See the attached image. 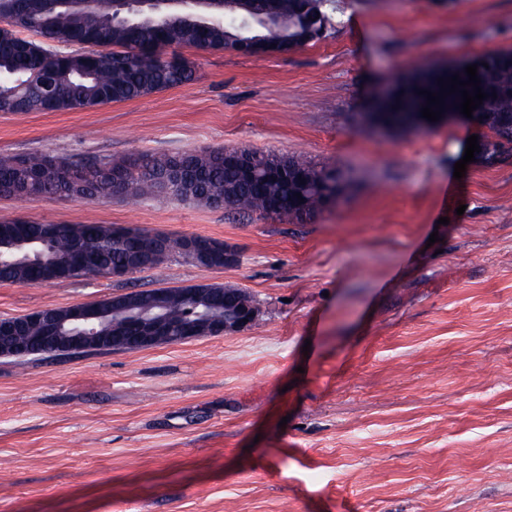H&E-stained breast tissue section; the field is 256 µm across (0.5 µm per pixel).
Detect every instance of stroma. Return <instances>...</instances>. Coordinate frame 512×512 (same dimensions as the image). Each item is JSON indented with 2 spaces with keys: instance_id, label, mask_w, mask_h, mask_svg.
Returning a JSON list of instances; mask_svg holds the SVG:
<instances>
[{
  "instance_id": "35a3bbf8",
  "label": "stroma",
  "mask_w": 512,
  "mask_h": 512,
  "mask_svg": "<svg viewBox=\"0 0 512 512\" xmlns=\"http://www.w3.org/2000/svg\"><path fill=\"white\" fill-rule=\"evenodd\" d=\"M322 9L325 37L284 54L185 47L196 73L183 86L0 112V153L238 148L348 182L303 221L172 198H0V221L198 235L238 252L221 269L173 258L123 278L0 283V319L197 284L240 289L257 309L226 336L0 358V512H512V143L457 179L477 124L390 133L366 120L416 64L512 49V0Z\"/></svg>"
}]
</instances>
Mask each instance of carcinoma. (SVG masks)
Listing matches in <instances>:
<instances>
[{
  "instance_id": "cac0c4a2",
  "label": "carcinoma",
  "mask_w": 512,
  "mask_h": 512,
  "mask_svg": "<svg viewBox=\"0 0 512 512\" xmlns=\"http://www.w3.org/2000/svg\"><path fill=\"white\" fill-rule=\"evenodd\" d=\"M288 23L261 30L264 43L292 42L304 46L321 38L329 18L320 0H271ZM0 112H54L87 109L106 102H123L159 90L180 86L194 79L188 59L165 49L190 47L204 52L228 48L245 36L230 23L204 18V12L168 11L150 21L118 20L112 0H89L86 7H65L39 0H0ZM41 40H29L23 32ZM478 65V78L488 98L478 107L477 123L490 135L481 141L477 153L483 163L494 162L503 140H512V50L479 54L468 59ZM459 75L468 80L459 65L448 68H420L393 85L390 95L377 101L370 121L391 131L430 130L434 123L421 117L426 96L421 90L440 91L438 79ZM496 97H491V94ZM236 150L187 151L176 155L143 154L130 160H68L51 154H0V196L27 198H83L107 201L127 198L172 197L210 207L224 204L266 215H287L297 219L310 216L327 204L325 180L335 183V197L345 191V180L333 168H317L297 157L253 152L256 158L251 177L244 180L224 156ZM302 198H297V195ZM123 229L106 224H46L30 221L0 222V252L13 254V242L49 237V249L34 263H0V283L35 285L51 276L63 284L90 271L112 274L126 267L129 241ZM185 237H166L165 247L154 252L150 267L169 260L184 259ZM193 300L228 319L237 316L233 301L249 297L239 289L218 285H194L167 289L163 318L178 331L190 323L198 335L206 336L207 313L191 315ZM106 321L99 332L132 330L126 317L112 311V299L99 301ZM32 342L30 355L65 354L66 348L48 341L42 325L19 332Z\"/></svg>"
}]
</instances>
